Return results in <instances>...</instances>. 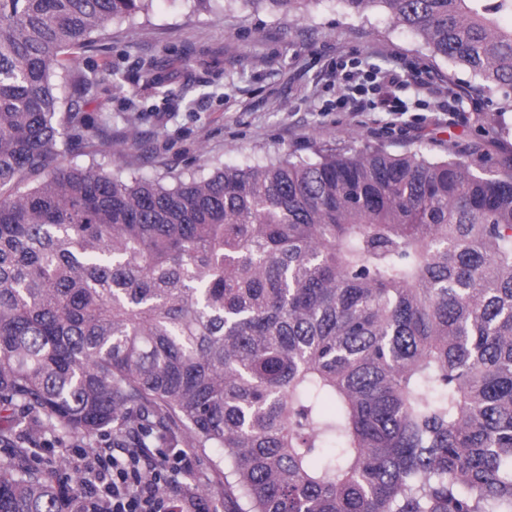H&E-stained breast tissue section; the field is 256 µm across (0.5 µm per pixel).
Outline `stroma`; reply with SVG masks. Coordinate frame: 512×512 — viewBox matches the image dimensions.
<instances>
[{"label":"stroma","instance_id":"obj_1","mask_svg":"<svg viewBox=\"0 0 512 512\" xmlns=\"http://www.w3.org/2000/svg\"><path fill=\"white\" fill-rule=\"evenodd\" d=\"M92 38V50L76 52L71 74L94 70L101 77L80 103L100 149L93 158L59 152L63 165L93 160L169 180L213 164L243 168L277 156L312 161L320 149L351 154L378 147L433 160L457 157L476 170L512 163V110H500V94L481 92L469 71L435 56L379 6L357 17L342 0H313L297 15L247 0L221 10L152 0L147 14L113 22ZM153 61L174 63L186 74L170 84L171 101L156 112L145 74ZM395 64L404 73L392 90L396 111L355 116L339 107L346 71L368 82L377 69ZM113 70L123 74L122 85L111 83ZM428 77L462 91L457 108L471 113L470 122L436 119V103L419 89ZM111 439L107 431L90 439L66 436L36 421L0 442V462L11 460L15 446L31 447L37 458L57 462L60 482L71 485L68 449L97 448ZM175 441L189 451L190 486L208 512H234L217 490V450L189 448L180 435Z\"/></svg>","mask_w":512,"mask_h":512}]
</instances>
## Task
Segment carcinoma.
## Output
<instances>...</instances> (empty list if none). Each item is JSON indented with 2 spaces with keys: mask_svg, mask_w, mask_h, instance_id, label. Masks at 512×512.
<instances>
[{
  "mask_svg": "<svg viewBox=\"0 0 512 512\" xmlns=\"http://www.w3.org/2000/svg\"><path fill=\"white\" fill-rule=\"evenodd\" d=\"M296 14L312 0H242ZM379 5L484 92L512 90V0ZM151 0H0V409L116 448L221 449L235 512H512V169L383 150L95 165L72 51ZM0 463V512H72Z\"/></svg>",
  "mask_w": 512,
  "mask_h": 512,
  "instance_id": "cac0c4a2",
  "label": "carcinoma"
}]
</instances>
